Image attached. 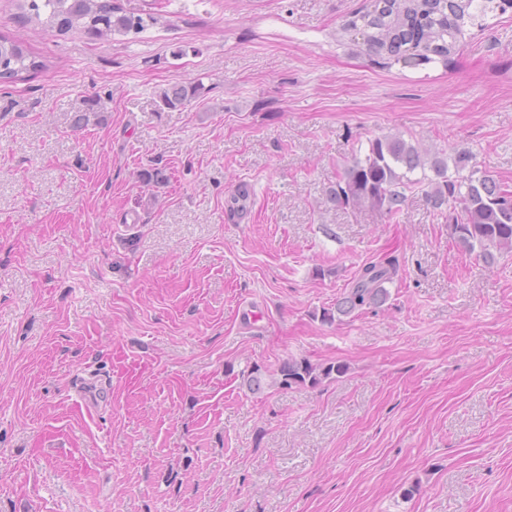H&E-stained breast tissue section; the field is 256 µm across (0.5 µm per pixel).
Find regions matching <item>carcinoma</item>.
Masks as SVG:
<instances>
[{
  "label": "carcinoma",
  "mask_w": 512,
  "mask_h": 512,
  "mask_svg": "<svg viewBox=\"0 0 512 512\" xmlns=\"http://www.w3.org/2000/svg\"><path fill=\"white\" fill-rule=\"evenodd\" d=\"M21 9L29 20L59 33L81 29L99 37L103 27L113 35L145 29L142 16L120 11L112 0H22ZM509 10L512 0H366L360 10L348 16L341 31L360 37L371 58L395 62L416 59L447 67L469 31L485 28L488 13ZM42 66L24 43L0 36V83H11ZM199 94L200 86L178 83L164 90L160 100L164 107L177 109ZM454 164L450 176L448 162L437 155L428 157L420 145L399 135L378 137L369 142L364 156L354 159L338 175L329 197L344 208H376L395 222L406 203L407 191L425 183L432 207H448L456 244L491 263L495 252L512 250V189L476 169L473 156L465 150L457 153ZM427 166L434 177L411 178L416 170ZM396 273V260L391 257L364 265L336 300V310H322L321 322L331 323L337 314L345 316L384 305L390 296L385 284ZM347 371L348 366L340 362L323 365L290 359L280 367L279 385L316 387Z\"/></svg>",
  "instance_id": "obj_1"
}]
</instances>
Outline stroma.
<instances>
[{
  "mask_svg": "<svg viewBox=\"0 0 512 512\" xmlns=\"http://www.w3.org/2000/svg\"><path fill=\"white\" fill-rule=\"evenodd\" d=\"M364 2L114 0L155 21L104 39L0 0L45 63L0 84V512H512V251L420 187L395 224L328 193L396 134L512 186V11L381 67L339 34ZM386 256L384 306L318 320ZM200 85L174 84L160 95L162 105L167 109H177L200 94ZM348 366L336 362L330 364H313L307 359H288L280 367L278 384L284 388L316 387L326 380L344 376Z\"/></svg>",
  "mask_w": 512,
  "mask_h": 512,
  "instance_id": "1",
  "label": "stroma"
}]
</instances>
